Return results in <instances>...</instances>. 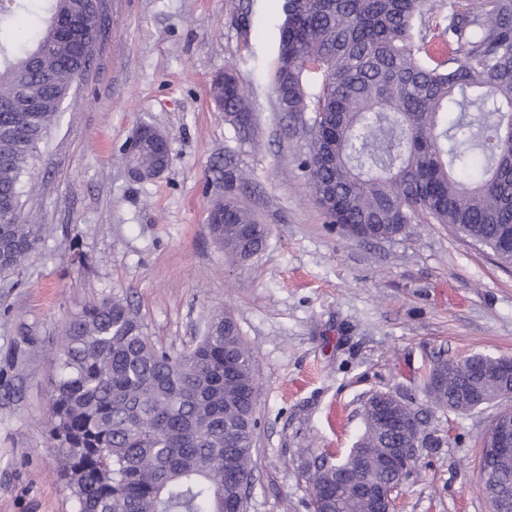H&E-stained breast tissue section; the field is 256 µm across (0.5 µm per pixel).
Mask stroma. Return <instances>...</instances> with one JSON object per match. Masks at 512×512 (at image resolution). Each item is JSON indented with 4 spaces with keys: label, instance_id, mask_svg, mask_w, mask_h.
<instances>
[{
    "label": "stroma",
    "instance_id": "obj_1",
    "mask_svg": "<svg viewBox=\"0 0 512 512\" xmlns=\"http://www.w3.org/2000/svg\"><path fill=\"white\" fill-rule=\"evenodd\" d=\"M241 7L244 37L229 23ZM282 20L281 0H108L90 67L23 179V220L41 242L20 274L0 277V512H74L46 432L50 392L66 326L113 296L172 354L216 306L233 314L257 379L247 512H312L305 459H342L377 391L409 404L428 440L396 512H490L480 449L508 404L456 413L433 405L425 380L441 359L512 356V267L441 224L369 241L329 224L299 166L305 139L272 87ZM228 66L254 114L242 146L209 95ZM144 122L171 159L137 181L125 149ZM230 158L268 227L264 247L233 264L207 224Z\"/></svg>",
    "mask_w": 512,
    "mask_h": 512
}]
</instances>
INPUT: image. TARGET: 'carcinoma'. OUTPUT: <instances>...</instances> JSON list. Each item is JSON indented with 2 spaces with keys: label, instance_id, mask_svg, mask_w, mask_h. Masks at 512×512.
Returning <instances> with one entry per match:
<instances>
[{
  "label": "carcinoma",
  "instance_id": "cac0c4a2",
  "mask_svg": "<svg viewBox=\"0 0 512 512\" xmlns=\"http://www.w3.org/2000/svg\"><path fill=\"white\" fill-rule=\"evenodd\" d=\"M34 0H0V30L15 27ZM98 0H46L35 36L0 41V273L24 269L39 235L21 220L29 173L63 101L87 70L79 45L57 37L72 15L97 37ZM447 14L435 20L442 8ZM273 75L278 110L307 137L301 166L331 224H366L371 239L408 225L444 224L512 266V0H285ZM440 40L454 46L431 54ZM211 98L236 135L253 112L235 69L212 79ZM149 172L155 142L141 138L133 157ZM211 233L233 260L263 246L267 227L234 194L224 216L208 214ZM234 371L224 374V358ZM461 363L437 361L428 392L439 408L464 413L457 392L471 380ZM256 378L237 322L214 309L205 335L177 355L157 348L131 304L117 296L74 317L60 344L50 397V435L75 512H226L243 501L254 472ZM408 415L393 393L364 404V431L336 463L305 461L312 487L332 495L313 512H377L371 500L336 486L337 469L377 472L396 447L378 410ZM484 497L512 499V461L482 456Z\"/></svg>",
  "mask_w": 512,
  "mask_h": 512
}]
</instances>
